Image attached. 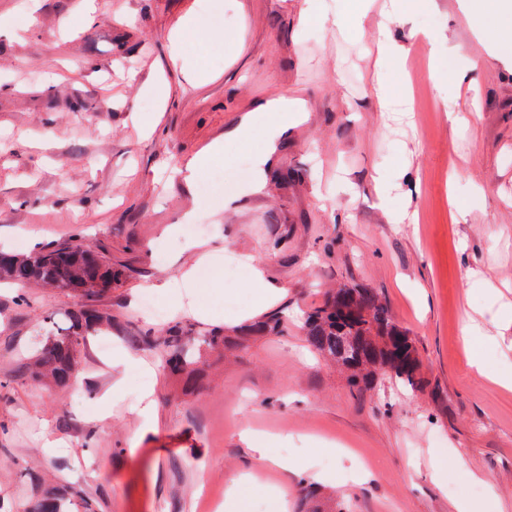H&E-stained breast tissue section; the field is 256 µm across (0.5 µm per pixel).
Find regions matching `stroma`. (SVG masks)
<instances>
[{
	"label": "stroma",
	"instance_id": "35a3bbf8",
	"mask_svg": "<svg viewBox=\"0 0 512 512\" xmlns=\"http://www.w3.org/2000/svg\"><path fill=\"white\" fill-rule=\"evenodd\" d=\"M80 2L0 0V249L77 240L125 275L87 300L0 283V512L50 494L97 512H227L248 429L314 470L261 468L245 512H277L275 489L288 512L314 507V490L353 512H512V388L492 381L512 372V47L485 35L474 0H402L388 53L390 0L362 14L320 0L305 24L304 0H96L90 19ZM187 16L199 35L174 62L169 34ZM284 92L301 114L285 129L265 108ZM248 115V141L195 180L177 173ZM270 136L257 191L244 171ZM403 209L415 222H392ZM206 251L220 299L209 275L183 279ZM255 268L284 295L251 316ZM345 285L413 339L423 389L383 374L352 388L308 345V315ZM79 301L111 314V356L92 336L68 387L33 379L34 335ZM273 315L281 333L212 356L196 388L163 368L171 325L235 337ZM474 323L493 334L479 372L463 342ZM125 355L151 376L118 366ZM436 456L466 466L438 475Z\"/></svg>",
	"mask_w": 512,
	"mask_h": 512
}]
</instances>
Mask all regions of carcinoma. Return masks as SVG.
<instances>
[{"mask_svg": "<svg viewBox=\"0 0 512 512\" xmlns=\"http://www.w3.org/2000/svg\"><path fill=\"white\" fill-rule=\"evenodd\" d=\"M123 272L97 250L77 242L45 245L27 255L0 251V279L100 295L122 279ZM112 327V315L75 305L52 324L48 341L32 374L57 387L69 384L87 337ZM306 341L316 351L353 372V382L368 385L379 373L390 374L412 389L424 385L420 360L412 339L394 322L379 298L362 288H341L308 316ZM170 373L193 387L200 378L202 354L224 349L228 342L217 332L193 339L173 325L166 332ZM28 512H67L65 500L47 496Z\"/></svg>", "mask_w": 512, "mask_h": 512, "instance_id": "obj_1", "label": "carcinoma"}]
</instances>
